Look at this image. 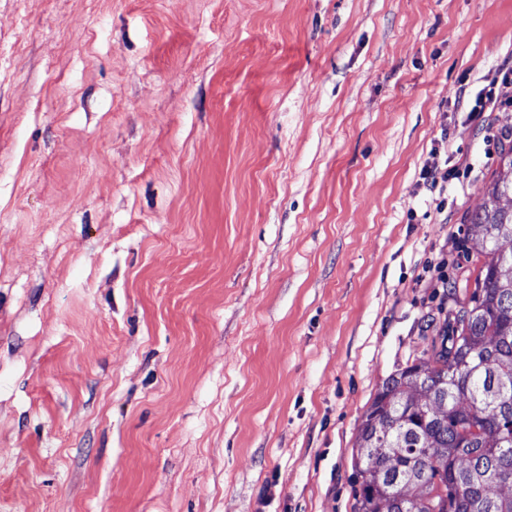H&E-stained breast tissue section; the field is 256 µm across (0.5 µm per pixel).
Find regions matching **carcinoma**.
Instances as JSON below:
<instances>
[{
	"label": "carcinoma",
	"instance_id": "carcinoma-1",
	"mask_svg": "<svg viewBox=\"0 0 512 512\" xmlns=\"http://www.w3.org/2000/svg\"><path fill=\"white\" fill-rule=\"evenodd\" d=\"M484 204L465 215L475 246L512 244V145ZM355 512H512L487 487L512 480V247L492 258L468 303L448 311L440 346L386 379L360 425Z\"/></svg>",
	"mask_w": 512,
	"mask_h": 512
}]
</instances>
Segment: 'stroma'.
<instances>
[{
  "label": "stroma",
  "mask_w": 512,
  "mask_h": 512,
  "mask_svg": "<svg viewBox=\"0 0 512 512\" xmlns=\"http://www.w3.org/2000/svg\"><path fill=\"white\" fill-rule=\"evenodd\" d=\"M511 58L512 0H0V512H354ZM512 79L509 70L504 73L501 83H493L492 86L477 99L472 112H485L484 108L499 106H512ZM510 89V90H509ZM479 108V109H478ZM420 175L422 180V186L429 189L430 191L436 190L437 187L439 186L440 181L442 182L438 190V198L434 199L436 202L435 210L439 214H442L443 212L447 211L448 194L446 193L445 196V191L447 192V186L444 187L443 183H450L455 179L458 180L459 182V174L453 170H448V168H446L445 172L441 173L438 169V166L435 163H433L432 165H425Z\"/></svg>",
  "instance_id": "obj_1"
}]
</instances>
